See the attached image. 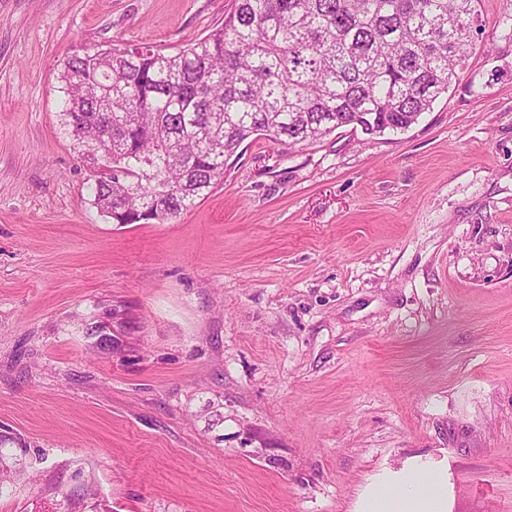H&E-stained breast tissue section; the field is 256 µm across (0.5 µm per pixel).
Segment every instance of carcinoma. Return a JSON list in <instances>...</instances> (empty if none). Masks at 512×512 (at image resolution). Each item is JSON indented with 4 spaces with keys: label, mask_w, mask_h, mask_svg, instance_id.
Returning a JSON list of instances; mask_svg holds the SVG:
<instances>
[{
    "label": "carcinoma",
    "mask_w": 512,
    "mask_h": 512,
    "mask_svg": "<svg viewBox=\"0 0 512 512\" xmlns=\"http://www.w3.org/2000/svg\"><path fill=\"white\" fill-rule=\"evenodd\" d=\"M480 0H234L176 52L105 45L64 60L63 125L108 151L93 204L114 224H165L224 178L249 138L282 148L341 127L401 133L448 93Z\"/></svg>",
    "instance_id": "cac0c4a2"
}]
</instances>
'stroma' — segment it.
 <instances>
[{
	"mask_svg": "<svg viewBox=\"0 0 512 512\" xmlns=\"http://www.w3.org/2000/svg\"><path fill=\"white\" fill-rule=\"evenodd\" d=\"M233 0H0V512H353L420 460L512 512V0L418 123L264 137L167 224L92 203L72 53Z\"/></svg>",
	"mask_w": 512,
	"mask_h": 512,
	"instance_id": "35a3bbf8",
	"label": "stroma"
}]
</instances>
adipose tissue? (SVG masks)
I'll use <instances>...</instances> for the list:
<instances>
[{"instance_id":"adipose-tissue-1","label":"adipose tissue","mask_w":512,"mask_h":512,"mask_svg":"<svg viewBox=\"0 0 512 512\" xmlns=\"http://www.w3.org/2000/svg\"><path fill=\"white\" fill-rule=\"evenodd\" d=\"M354 512H448V480L413 464L386 471L366 485Z\"/></svg>"}]
</instances>
